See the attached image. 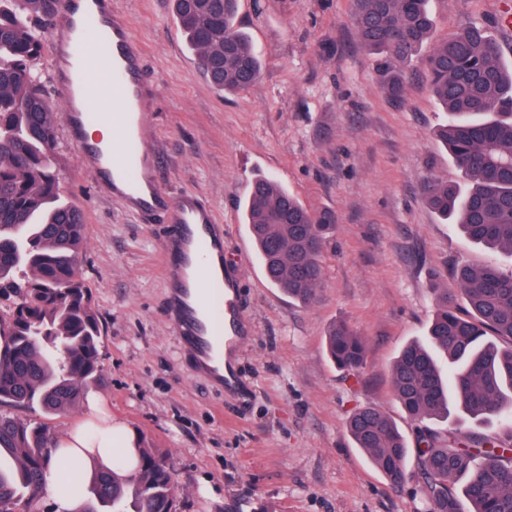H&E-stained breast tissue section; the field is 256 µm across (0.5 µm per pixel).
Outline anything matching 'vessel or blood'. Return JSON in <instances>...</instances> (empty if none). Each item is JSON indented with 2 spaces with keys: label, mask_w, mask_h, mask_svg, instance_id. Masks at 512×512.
<instances>
[{
  "label": "vessel or blood",
  "mask_w": 512,
  "mask_h": 512,
  "mask_svg": "<svg viewBox=\"0 0 512 512\" xmlns=\"http://www.w3.org/2000/svg\"><path fill=\"white\" fill-rule=\"evenodd\" d=\"M53 88L62 125L77 141L82 169L108 183L143 223H162L168 288L167 316L194 372L235 393L238 379L224 368V350L248 335L240 305L242 268L224 257V230L194 191L171 194L158 182L160 154L150 137L155 80L124 15L112 0H61L50 24ZM109 83L116 113L89 115L86 105ZM112 122L121 151L106 158L99 143L82 139L92 122Z\"/></svg>",
  "instance_id": "obj_1"
}]
</instances>
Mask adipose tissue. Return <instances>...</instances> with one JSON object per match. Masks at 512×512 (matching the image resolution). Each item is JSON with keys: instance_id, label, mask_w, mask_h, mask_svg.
Listing matches in <instances>:
<instances>
[{"instance_id": "obj_1", "label": "adipose tissue", "mask_w": 512, "mask_h": 512, "mask_svg": "<svg viewBox=\"0 0 512 512\" xmlns=\"http://www.w3.org/2000/svg\"><path fill=\"white\" fill-rule=\"evenodd\" d=\"M135 436H132L123 424L108 421L102 424H90L68 431L60 441L55 456L54 472L80 470L90 475L98 470L112 467V451L122 446L127 458H134Z\"/></svg>"}]
</instances>
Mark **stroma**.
I'll return each instance as SVG.
<instances>
[{
	"label": "stroma",
	"mask_w": 512,
	"mask_h": 512,
	"mask_svg": "<svg viewBox=\"0 0 512 512\" xmlns=\"http://www.w3.org/2000/svg\"><path fill=\"white\" fill-rule=\"evenodd\" d=\"M112 4L158 84L150 122L162 187L201 193L226 249L244 262L251 333L235 360L246 397H225L185 360L165 313L162 226L140 223L96 188L77 145L61 137L53 162L61 202L84 214L76 268L104 329L100 374L67 412L1 405L0 413L61 436L101 400L140 443L167 455L177 512H425L414 483L392 488L355 447L347 420L374 407L413 442L418 424L392 385L396 356L425 340L456 263L507 268L512 256L474 246L422 199L428 178H460L436 136L448 114L423 67H410L404 98L393 101L360 41L351 0H239L237 26L262 73L247 91L225 95L201 75L172 0ZM429 8L436 38L469 24L494 36L512 0H430ZM258 174L338 217L309 304L285 298L256 255L241 252L250 235L240 202ZM340 321L366 342L355 376L326 352L327 331Z\"/></svg>",
	"instance_id": "stroma-1"
}]
</instances>
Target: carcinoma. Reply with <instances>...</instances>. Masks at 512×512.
I'll list each match as a JSON object with an SVG mask.
<instances>
[{"mask_svg":"<svg viewBox=\"0 0 512 512\" xmlns=\"http://www.w3.org/2000/svg\"><path fill=\"white\" fill-rule=\"evenodd\" d=\"M60 2L0 0V292L17 295L7 325H0V405H36L48 413L67 411L84 398L98 377L104 335L89 288L75 277L83 218L60 202L52 162L61 113L50 106L33 71ZM173 2L209 84L228 94L251 87L261 61L236 26L238 0ZM353 5L359 36L378 58L383 90L401 97L406 71L419 61L448 112L437 137L464 182L427 179L425 202L472 243L512 255V68L502 62L497 42L472 24L423 56L436 28L428 0ZM243 212L269 283L293 301L311 302L335 213L306 207L263 175L251 182ZM20 267L31 272L22 282L15 279ZM452 277L456 290L444 292L428 331L452 370L443 374L428 348L411 343L394 363V393L413 421H446L457 409L476 421H501L502 434L425 426L411 448L394 420L373 407L354 413L347 429L392 485L416 483L426 512H512V270L461 265ZM490 336L508 340V348ZM326 344L339 369L360 370L366 344L348 325H333ZM55 448L47 430L0 415V460L10 462L0 468V512H15L21 502L26 512H36ZM136 455L134 472L118 465L94 473L86 487L77 485L82 502L74 512H177L166 456L141 445ZM458 476L466 477L462 500L452 488Z\"/></svg>","mask_w":512,"mask_h":512,"instance_id":"carcinoma-1","label":"carcinoma"}]
</instances>
